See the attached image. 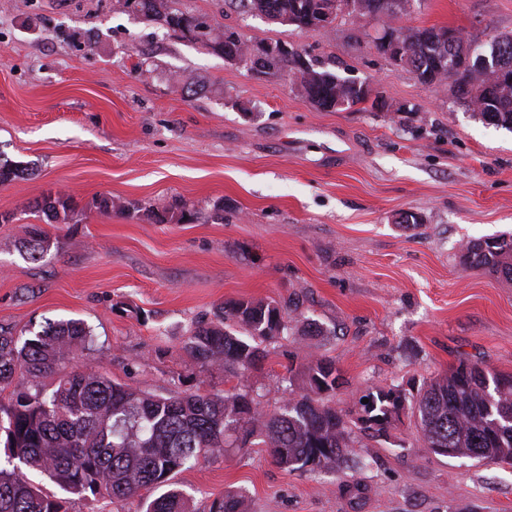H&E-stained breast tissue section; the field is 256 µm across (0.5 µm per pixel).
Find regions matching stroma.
I'll list each match as a JSON object with an SVG mask.
<instances>
[{
	"mask_svg": "<svg viewBox=\"0 0 512 512\" xmlns=\"http://www.w3.org/2000/svg\"><path fill=\"white\" fill-rule=\"evenodd\" d=\"M178 6L293 44L378 102L316 111L287 77L251 75L115 0H0V155L30 169L0 186V212L15 215L0 224V327L80 319L94 344L78 366L153 394L239 384L270 410L299 393L287 367L325 356L351 421L365 391L462 360L512 374V281L462 256L512 233V130L378 54L373 20L305 33L224 0ZM401 22L486 40L512 32V0H421ZM57 191L77 208L29 260L39 218L23 207ZM171 202L193 220L157 223L153 206ZM241 299L292 308L288 336L244 376L200 370L189 329ZM361 442L340 469L289 472L252 437L174 481L193 512L229 490L246 512H512V466L430 453L408 413ZM24 248L28 258L39 261L50 249V239L39 226L31 225Z\"/></svg>",
	"mask_w": 512,
	"mask_h": 512,
	"instance_id": "obj_1",
	"label": "stroma"
}]
</instances>
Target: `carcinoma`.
I'll list each match as a JSON object with an SVG mask.
<instances>
[{
  "instance_id": "cac0c4a2",
  "label": "carcinoma",
  "mask_w": 512,
  "mask_h": 512,
  "mask_svg": "<svg viewBox=\"0 0 512 512\" xmlns=\"http://www.w3.org/2000/svg\"><path fill=\"white\" fill-rule=\"evenodd\" d=\"M244 12L279 20L299 21L296 28L317 29L321 17L338 10L336 0H225ZM360 16L391 27L410 12L415 0H359ZM118 7L139 12L168 30L205 46L225 58L245 55L249 40H232L210 24L186 31L188 14L176 0H116ZM408 42L395 64L425 85L448 81L446 27H401ZM498 47L491 73H465L454 80L452 93L491 124L512 128V34L491 37ZM256 72L287 76L298 93L318 111H334L341 103L351 109L368 101L370 88L307 60L271 52L255 62ZM26 175L18 162L0 157V185ZM74 198L50 193L26 206L55 223L74 212ZM158 223H185L191 213L178 204L155 208ZM25 253L44 258L50 239L30 226ZM469 263L512 279V236L471 240L463 248ZM292 317L274 301L238 300L221 308L217 321L197 325L184 350L205 368L220 366L245 374L264 357L263 343L288 335ZM93 335L75 318L47 320L41 330L23 338L0 330V392L16 374L26 385L9 393L0 408L7 466H0V512H68L66 499L34 487L27 472L47 475L61 490L91 494L113 502L148 493L144 512H191L190 499L173 479L200 455L220 458L224 444L238 431L258 434L274 462L286 471L340 467L352 454L353 429L336 409L341 376L334 360L315 357L301 374L303 393L276 412L261 403L241 416L239 392L202 393L196 389L153 395L113 381L92 368L73 369L70 356L89 348ZM55 376L53 382L46 379ZM363 397L360 430L380 436L398 407L414 419L423 446L431 452L446 448L449 456L486 463L512 464V375L465 361L407 395L399 384ZM245 496L228 491L214 500L209 512H244Z\"/></svg>"
}]
</instances>
